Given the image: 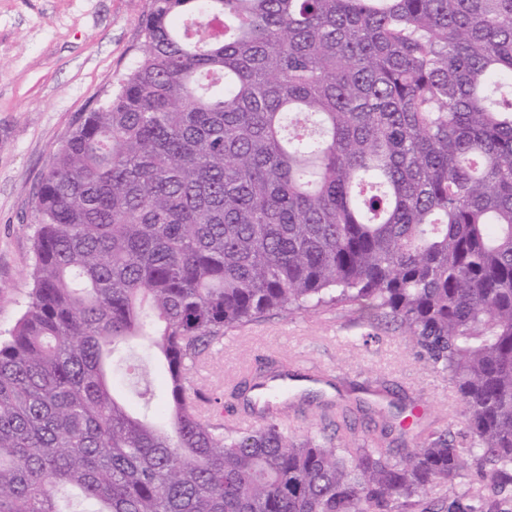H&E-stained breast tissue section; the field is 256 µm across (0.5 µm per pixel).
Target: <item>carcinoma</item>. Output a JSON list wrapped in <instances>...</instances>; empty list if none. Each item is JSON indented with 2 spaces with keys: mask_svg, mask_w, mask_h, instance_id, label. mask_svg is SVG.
Returning <instances> with one entry per match:
<instances>
[{
  "mask_svg": "<svg viewBox=\"0 0 512 512\" xmlns=\"http://www.w3.org/2000/svg\"><path fill=\"white\" fill-rule=\"evenodd\" d=\"M144 55L35 198L33 288L0 339V512H474L512 501V0H149ZM392 315L448 372L399 461L229 428L192 367L270 311ZM163 357L156 421L116 352ZM467 476L462 479L460 482L454 484V485H448L444 487H440L437 490H435V495L437 497H455V496H465V497H471L472 492L479 488V483L477 481V477L475 475V464L471 460L470 457H468V469L466 472Z\"/></svg>",
  "mask_w": 512,
  "mask_h": 512,
  "instance_id": "obj_1",
  "label": "carcinoma"
}]
</instances>
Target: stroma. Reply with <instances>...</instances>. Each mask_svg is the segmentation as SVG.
Segmentation results:
<instances>
[{
    "mask_svg": "<svg viewBox=\"0 0 512 512\" xmlns=\"http://www.w3.org/2000/svg\"><path fill=\"white\" fill-rule=\"evenodd\" d=\"M149 0H0V336L23 312L32 287L33 202L79 115L109 96L141 54ZM314 366L334 396L288 398L291 433L330 436L321 408L333 405L353 430V448L401 459L430 433L469 440L464 408L447 373L421 360L394 322L336 306L266 314L227 330L197 370L225 420L244 415L234 395L249 375Z\"/></svg>",
    "mask_w": 512,
    "mask_h": 512,
    "instance_id": "obj_1",
    "label": "stroma"
}]
</instances>
